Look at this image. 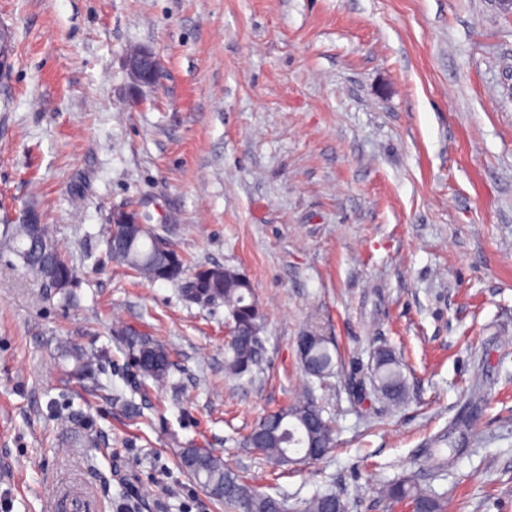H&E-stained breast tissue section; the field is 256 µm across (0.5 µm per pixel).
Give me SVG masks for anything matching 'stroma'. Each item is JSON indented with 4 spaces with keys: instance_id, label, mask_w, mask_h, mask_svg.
Returning a JSON list of instances; mask_svg holds the SVG:
<instances>
[{
    "instance_id": "1",
    "label": "stroma",
    "mask_w": 512,
    "mask_h": 512,
    "mask_svg": "<svg viewBox=\"0 0 512 512\" xmlns=\"http://www.w3.org/2000/svg\"><path fill=\"white\" fill-rule=\"evenodd\" d=\"M0 223L36 209L76 271L69 297L0 260V512H227L178 464L215 449L296 505L408 512L405 476L448 512H512V10L501 0H0ZM160 78L135 87L131 50ZM149 214L192 264L231 268L262 314L253 380L224 370L220 302L187 301L114 262L113 210ZM173 353L140 380L121 332ZM331 338L307 377L296 338ZM106 367L67 381L71 346ZM408 400L357 402L373 350ZM481 378L489 396L472 410ZM332 418L328 457L279 467L244 438L301 387ZM469 447L423 463L450 421ZM384 495L394 501H406L412 512H446L448 504L429 486H418L409 480H399L387 485ZM289 509L302 512H348V503L339 494L323 493L303 502L299 508Z\"/></svg>"
}]
</instances>
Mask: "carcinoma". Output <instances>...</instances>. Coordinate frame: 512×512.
<instances>
[{
  "instance_id": "obj_1",
  "label": "carcinoma",
  "mask_w": 512,
  "mask_h": 512,
  "mask_svg": "<svg viewBox=\"0 0 512 512\" xmlns=\"http://www.w3.org/2000/svg\"><path fill=\"white\" fill-rule=\"evenodd\" d=\"M3 250L17 256L23 266L38 274L39 265L51 263L57 275L74 287L76 281L72 265L61 254L44 255L29 246V231L25 224H6L3 228ZM107 244L112 258L152 281L177 282L183 294L196 301L224 302L232 334L225 360L226 370L237 377L252 374L262 362L261 315L249 281L232 269H224V277L214 275L213 267L198 265L188 268V261L174 246L164 250L156 248L154 239L146 233L125 234V226L111 224ZM126 336L128 363L145 379L156 385L165 383L173 366L168 348L154 337L133 329L123 332ZM308 343L299 351L305 373L323 379L334 374L335 362L330 348L331 341L315 331L304 334ZM73 360L70 377L84 381L101 372V360L95 353L73 349L68 353ZM345 386L362 401L372 390L395 404L407 399V379L402 363L388 347L373 351L370 382L348 379ZM471 420L460 417L448 426V433L433 440L436 445L425 463L434 472L447 466L449 458L441 447L450 448L451 454L469 446ZM244 444L264 454L278 464L288 463L291 453L311 454L324 458L336 445L332 421L323 416V409L306 393L293 403L262 417L245 437ZM179 463L218 502L239 512H288L287 501L258 490L247 478L224 464L214 451L198 453L184 448ZM384 495L394 501H405L411 512H447L443 497L428 486H418L409 480H399L387 485ZM300 512H348V503L338 494H317L299 506Z\"/></svg>"
}]
</instances>
